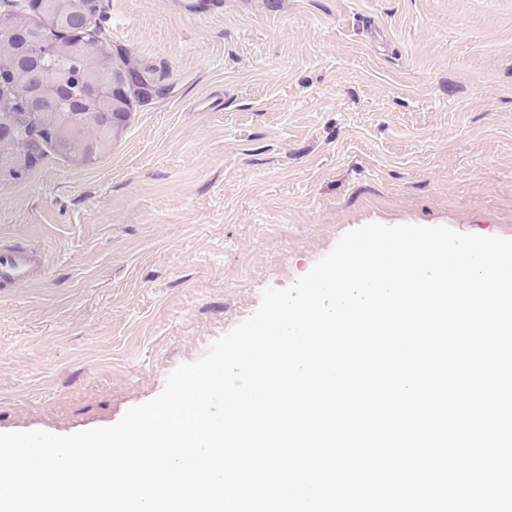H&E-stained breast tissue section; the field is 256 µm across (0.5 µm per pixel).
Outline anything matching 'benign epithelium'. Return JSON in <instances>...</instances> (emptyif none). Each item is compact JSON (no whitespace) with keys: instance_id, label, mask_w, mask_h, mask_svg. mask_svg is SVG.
Wrapping results in <instances>:
<instances>
[{"instance_id":"1","label":"benign epithelium","mask_w":512,"mask_h":512,"mask_svg":"<svg viewBox=\"0 0 512 512\" xmlns=\"http://www.w3.org/2000/svg\"><path fill=\"white\" fill-rule=\"evenodd\" d=\"M59 22L56 29L40 31L0 15V42L16 45L21 57L20 67L8 74L0 73V83L5 85L9 81H16L22 88V111L12 113L8 122L0 121V150L19 145L26 153V158L36 160L45 145V138L50 137L68 154L71 161L78 165H90L95 162L94 145L88 144L81 150L72 149L73 136L69 129L57 123L58 107L70 91L69 77H54L39 70L42 61L65 49L57 35L73 34L80 30L81 14L62 9ZM70 48L97 59L103 67L107 66L110 52L104 45L75 40ZM139 82V73L131 64L112 70L110 77L103 73L84 80L82 94L88 105L97 102L107 104V108L101 112L84 113L85 123L105 125L112 133V138H117L128 116L125 107L128 92Z\"/></svg>"}]
</instances>
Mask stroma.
Returning a JSON list of instances; mask_svg holds the SVG:
<instances>
[{
    "label": "stroma",
    "mask_w": 512,
    "mask_h": 512,
    "mask_svg": "<svg viewBox=\"0 0 512 512\" xmlns=\"http://www.w3.org/2000/svg\"><path fill=\"white\" fill-rule=\"evenodd\" d=\"M98 0L112 151L0 184V432L116 423L347 231L512 238V0ZM46 271V261L39 249L6 250L0 253V286H15L32 281Z\"/></svg>",
    "instance_id": "stroma-1"
}]
</instances>
